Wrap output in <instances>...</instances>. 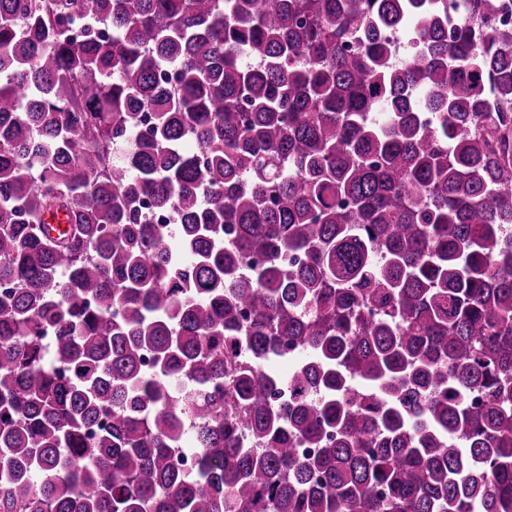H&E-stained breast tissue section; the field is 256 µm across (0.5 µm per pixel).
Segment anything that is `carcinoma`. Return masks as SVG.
I'll return each mask as SVG.
<instances>
[{
	"label": "carcinoma",
	"instance_id": "1",
	"mask_svg": "<svg viewBox=\"0 0 512 512\" xmlns=\"http://www.w3.org/2000/svg\"><path fill=\"white\" fill-rule=\"evenodd\" d=\"M0 286V512H512V0H0Z\"/></svg>",
	"mask_w": 512,
	"mask_h": 512
}]
</instances>
